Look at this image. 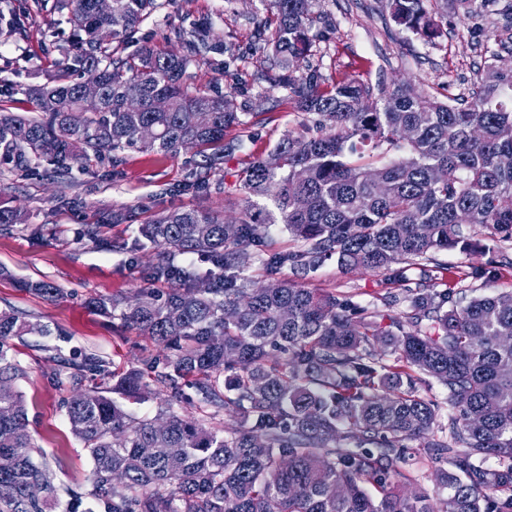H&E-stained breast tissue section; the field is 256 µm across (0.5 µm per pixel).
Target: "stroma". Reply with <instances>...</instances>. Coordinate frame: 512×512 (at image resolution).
<instances>
[{"mask_svg": "<svg viewBox=\"0 0 512 512\" xmlns=\"http://www.w3.org/2000/svg\"><path fill=\"white\" fill-rule=\"evenodd\" d=\"M381 2L312 0V49L302 73H316L323 88L343 78L374 91L407 80L419 92L445 102L468 96L488 64H512V0H474L468 11L457 0H426L430 14L448 11L447 35L431 41L395 25ZM270 16L266 0H158L132 42L110 45L121 57L144 48L179 53L183 44L178 32L210 20L225 49L193 61L184 74L185 85L230 94L242 112L262 100L273 104V111L259 114L256 122L229 129L227 139L239 138L243 144L225 158L222 172L211 176L210 191L192 189L194 156L189 150L172 155L129 150L115 161L92 156L65 183L41 167L24 174L0 163V196L27 215L26 223L0 235V310H15L51 329L47 336L15 340L14 348L25 370L16 388L27 408L28 431L57 460L59 495L70 490L89 494L93 466L70 429L63 406L70 389L56 379L61 365L74 358H99L101 369L86 373L90 387L101 382L104 372L139 365L158 351L136 331L89 311L88 298L143 286L144 269L166 261L160 249L132 248L139 224L149 216L187 207L228 221L239 217L245 207L238 188L242 171L285 135L315 122L314 116L296 110L289 91L263 78L269 63L261 48L271 35ZM56 18L52 0H0V93L9 97L8 111L35 114L24 86L46 82L57 73L72 28ZM118 210L125 213V221L111 223L112 212ZM95 223L103 226L97 243L82 235L85 225ZM464 232L473 243L471 250L439 253L437 267L426 275L408 267L399 289L416 288L426 278L439 292L463 291L471 297L512 292V241L490 236L479 225ZM24 281H46L61 293L48 300L22 291ZM299 282L304 288L350 297L382 321L405 310L404 305L381 302L388 286L384 275L344 270L332 259Z\"/></svg>", "mask_w": 512, "mask_h": 512, "instance_id": "stroma-1", "label": "stroma"}]
</instances>
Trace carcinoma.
I'll list each match as a JSON object with an SVG mask.
<instances>
[{
    "label": "carcinoma",
    "instance_id": "cac0c4a2",
    "mask_svg": "<svg viewBox=\"0 0 512 512\" xmlns=\"http://www.w3.org/2000/svg\"><path fill=\"white\" fill-rule=\"evenodd\" d=\"M56 0L75 40L61 71L23 93L40 115L0 106V162L43 161L70 177L74 163L126 150L177 154L195 149L192 187L207 189L224 162V136L242 124L233 100L190 92L189 64L224 44L203 21L177 34L182 54L112 53L102 28L123 41L156 0ZM311 0H269L278 24L268 44L271 86L283 88L316 131L288 134L250 162L246 208L229 223L194 208L151 217L140 238L169 254L207 256L222 271L198 277L188 264L150 269L130 295H98L88 306L168 351L140 367L112 370V385L81 389L96 364L66 363L70 428L93 461L91 496L104 512H512V292L453 298L420 285L386 306L407 303L387 326L346 296L293 283L255 282L244 272L285 266L304 277L336 258L345 269L399 277L395 264L433 261L467 247L462 225L512 239V73L487 67L469 101L431 99L411 85L374 97L343 79L322 90L297 73L311 52ZM390 19L429 39L448 12L424 0H385ZM97 71L98 110L81 107L79 76ZM164 99L168 109L156 112ZM284 224L278 245L269 225ZM25 223L0 201V232ZM47 298L60 290L27 282ZM47 327L0 311V512H93L84 496H55L56 471L27 430L24 376L11 340ZM429 377L448 391V424L419 390ZM166 396L153 417L125 403ZM186 403L177 412L174 405ZM228 412L238 426L218 421ZM419 442L418 447L411 443ZM448 461V495L433 502L405 482L416 457Z\"/></svg>",
    "mask_w": 512,
    "mask_h": 512
}]
</instances>
